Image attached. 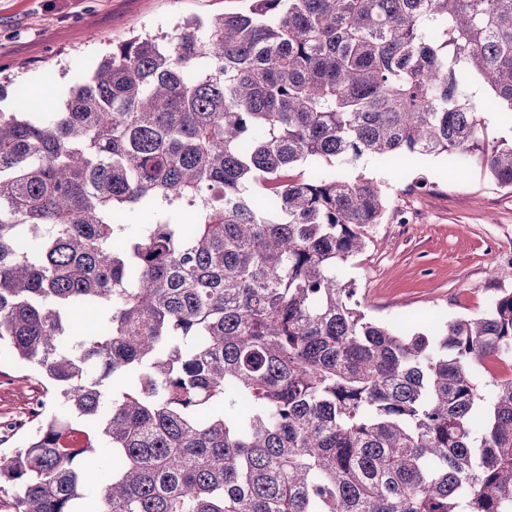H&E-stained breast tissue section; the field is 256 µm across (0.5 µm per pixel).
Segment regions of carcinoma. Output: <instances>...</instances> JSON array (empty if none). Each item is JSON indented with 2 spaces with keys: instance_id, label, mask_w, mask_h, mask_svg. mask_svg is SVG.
Returning <instances> with one entry per match:
<instances>
[{
  "instance_id": "1",
  "label": "carcinoma",
  "mask_w": 512,
  "mask_h": 512,
  "mask_svg": "<svg viewBox=\"0 0 512 512\" xmlns=\"http://www.w3.org/2000/svg\"><path fill=\"white\" fill-rule=\"evenodd\" d=\"M243 2L0 113V351L55 405L12 512H512V290L416 331L338 274L387 212L349 166L512 189L465 94L512 112V0Z\"/></svg>"
}]
</instances>
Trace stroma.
I'll return each instance as SVG.
<instances>
[{
	"label": "stroma",
	"mask_w": 512,
	"mask_h": 512,
	"mask_svg": "<svg viewBox=\"0 0 512 512\" xmlns=\"http://www.w3.org/2000/svg\"><path fill=\"white\" fill-rule=\"evenodd\" d=\"M241 0H0V112L19 89L41 84L62 93L75 56L102 57L132 34L166 32L189 16L211 17ZM385 186L388 211L367 227L366 247L346 265L367 316L424 325L435 314L482 311L500 293L495 269L512 265V190L476 165L447 158L364 166ZM432 192L418 197L421 179ZM39 376L0 357V422L23 417L42 398Z\"/></svg>",
	"instance_id": "35a3bbf8"
}]
</instances>
